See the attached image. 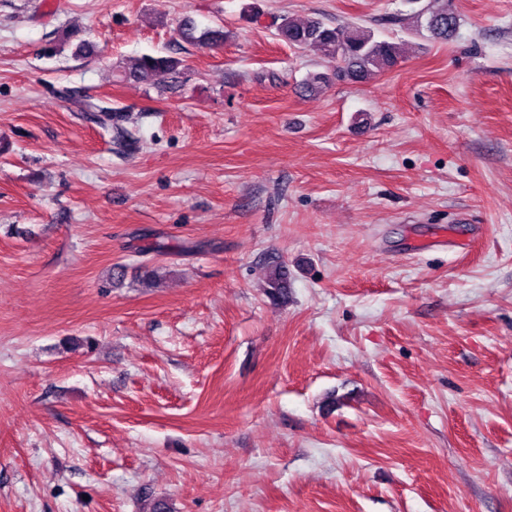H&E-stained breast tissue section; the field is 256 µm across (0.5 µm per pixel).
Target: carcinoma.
Listing matches in <instances>:
<instances>
[{"instance_id": "obj_1", "label": "carcinoma", "mask_w": 512, "mask_h": 512, "mask_svg": "<svg viewBox=\"0 0 512 512\" xmlns=\"http://www.w3.org/2000/svg\"><path fill=\"white\" fill-rule=\"evenodd\" d=\"M416 26L426 29L433 38L446 42L452 39L459 25L458 16L448 8L446 0H431L413 10ZM277 36L290 46L318 52L329 71L312 74L307 85L326 86L334 81H362L383 73L401 62V47L395 42L379 40L370 30L351 25L326 26L318 18L297 22L284 17L277 27ZM158 73L170 76V84L159 88L165 93L181 86L182 62L172 56L143 55L120 69L125 81L147 83ZM288 269L283 265L271 268L268 286L274 293L287 287Z\"/></svg>"}]
</instances>
